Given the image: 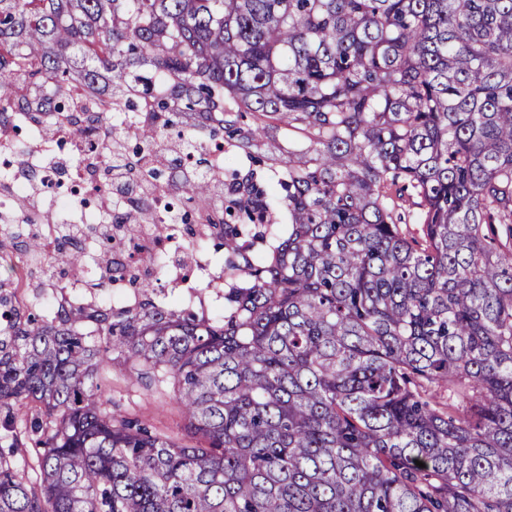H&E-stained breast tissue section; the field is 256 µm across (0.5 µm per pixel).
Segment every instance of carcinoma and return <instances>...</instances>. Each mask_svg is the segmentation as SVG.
<instances>
[{
    "mask_svg": "<svg viewBox=\"0 0 512 512\" xmlns=\"http://www.w3.org/2000/svg\"><path fill=\"white\" fill-rule=\"evenodd\" d=\"M23 125L115 208L48 259L0 224V512H512V0H0ZM160 194L224 250L212 312L131 262ZM88 233L138 305L22 303ZM117 361L194 445L103 397Z\"/></svg>",
    "mask_w": 512,
    "mask_h": 512,
    "instance_id": "obj_1",
    "label": "carcinoma"
}]
</instances>
